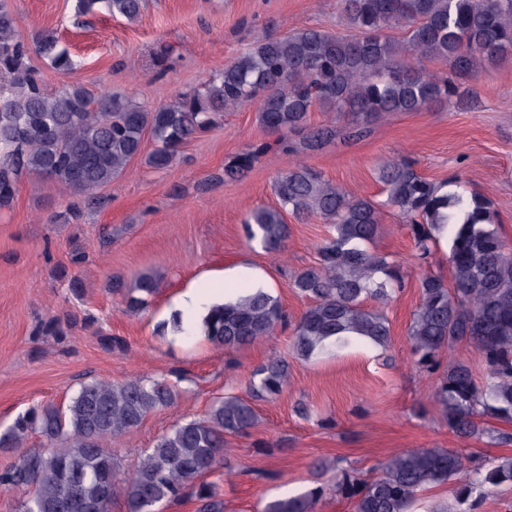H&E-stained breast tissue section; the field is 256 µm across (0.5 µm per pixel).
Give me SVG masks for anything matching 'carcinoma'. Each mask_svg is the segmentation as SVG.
I'll use <instances>...</instances> for the list:
<instances>
[{
  "instance_id": "1",
  "label": "carcinoma",
  "mask_w": 512,
  "mask_h": 512,
  "mask_svg": "<svg viewBox=\"0 0 512 512\" xmlns=\"http://www.w3.org/2000/svg\"><path fill=\"white\" fill-rule=\"evenodd\" d=\"M348 34L303 28L284 37L268 35L211 76L204 90L148 108L107 94L92 99L72 85L47 94L30 56L37 53L59 70L74 62L52 31L23 35L13 10L0 0V210L11 207L23 175L45 177L69 194V215L96 208L94 192L120 176L142 152L145 134L154 149L145 163L170 167L188 140L215 127L223 112L256 105L260 125L299 138L315 153L345 137L360 139L369 124L393 112L453 107L463 96L461 80L476 79L512 60V0H340ZM145 0H76L75 17L104 10L135 21ZM399 29L403 37L388 34ZM440 62L446 72H431ZM332 112L320 125L311 112ZM271 148L252 146L224 165V179H241ZM385 200L356 195L305 164H295L273 182L277 205L257 207L245 217L246 238L278 257L288 239L289 214L299 221L321 218L331 232L318 248V262L295 275L292 288L309 301L293 325V349L309 359L357 343L385 348L388 317L367 307L385 303L407 286L401 265L375 249L385 209L407 226L416 255L428 260L438 239H448L449 278L428 272L418 280L420 302L408 336L418 371L439 374L434 390L448 428L471 439L512 442V254L490 201L451 177L433 182L416 163L397 156L378 169ZM159 288L151 271L131 281L114 275L107 291L129 311L146 309ZM288 323L279 301L262 288L214 304L200 332L215 346L236 348L271 336ZM77 319L52 318L41 331L66 336ZM472 345L486 374L476 377L457 362L439 371L440 353ZM288 362L270 357L253 370L250 392L280 395L289 384ZM177 385L166 377L122 383L84 382L59 406L33 405L0 429V449L15 452L0 470V491L20 494L18 512H163L190 496L197 512H224L216 475L227 485L241 470L224 461L228 436L248 433L257 420L241 396L215 400L202 418L176 423L131 464H123L112 441L138 427L152 412L173 406ZM32 433L44 438L24 447ZM453 484L448 512H477L495 488L512 486V455L475 463L466 448H410L393 453L377 472L336 474V492L353 512H413L422 492ZM323 495L317 485L272 499L263 512H316Z\"/></svg>"
}]
</instances>
